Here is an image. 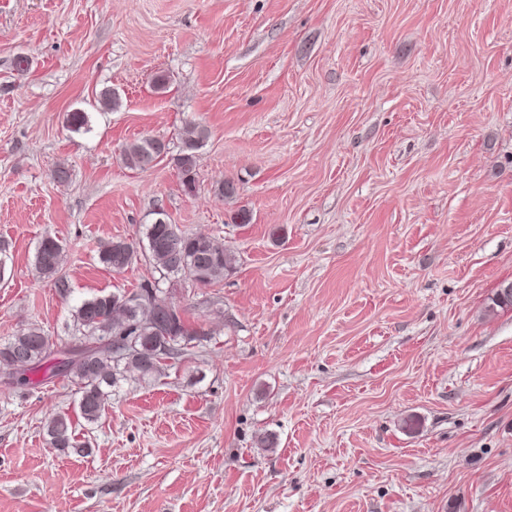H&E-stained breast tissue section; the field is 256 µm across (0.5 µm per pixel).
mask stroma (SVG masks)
Listing matches in <instances>:
<instances>
[{
    "mask_svg": "<svg viewBox=\"0 0 512 512\" xmlns=\"http://www.w3.org/2000/svg\"><path fill=\"white\" fill-rule=\"evenodd\" d=\"M144 137L171 153L142 172ZM161 213L234 270L161 277ZM0 244V344L70 342L83 300L152 281L198 332L93 424L67 378L0 372V512H512V0H0ZM208 138V129L200 124L186 125L178 153L173 161L182 176L184 191L193 194L196 190L199 149ZM169 145L163 140L144 137L128 145L123 151V161L131 169L146 171L154 162L169 153ZM65 250L59 240L51 236L44 237L38 244L35 253V265L38 272L46 278H55L58 288L66 291V283L58 277L62 270ZM138 257L137 247L125 240L109 241L100 246L99 260L112 269L121 272L131 266ZM45 432L50 446L60 451L84 455L90 448L78 444L70 419L65 415H55L45 424Z\"/></svg>",
    "mask_w": 512,
    "mask_h": 512,
    "instance_id": "obj_1",
    "label": "stroma"
}]
</instances>
